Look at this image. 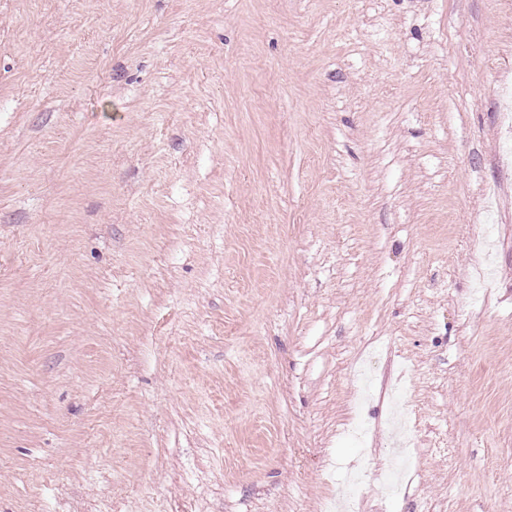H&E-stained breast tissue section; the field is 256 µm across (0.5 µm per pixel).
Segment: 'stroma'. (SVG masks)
<instances>
[{"label": "stroma", "instance_id": "obj_1", "mask_svg": "<svg viewBox=\"0 0 512 512\" xmlns=\"http://www.w3.org/2000/svg\"><path fill=\"white\" fill-rule=\"evenodd\" d=\"M505 79L512 0H0V512H512Z\"/></svg>", "mask_w": 512, "mask_h": 512}]
</instances>
